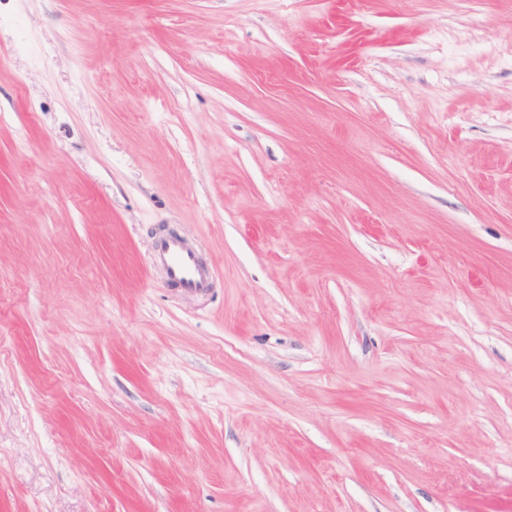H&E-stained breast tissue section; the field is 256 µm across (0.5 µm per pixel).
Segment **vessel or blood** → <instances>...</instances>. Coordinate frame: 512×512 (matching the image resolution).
I'll list each match as a JSON object with an SVG mask.
<instances>
[{
  "label": "vessel or blood",
  "mask_w": 512,
  "mask_h": 512,
  "mask_svg": "<svg viewBox=\"0 0 512 512\" xmlns=\"http://www.w3.org/2000/svg\"><path fill=\"white\" fill-rule=\"evenodd\" d=\"M153 261L162 266L171 282L189 293L210 285V272L196 253L172 233L159 235L155 241Z\"/></svg>",
  "instance_id": "vessel-or-blood-1"
}]
</instances>
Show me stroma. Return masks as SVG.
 Returning a JSON list of instances; mask_svg holds the SVG:
<instances>
[{
    "instance_id": "obj_1",
    "label": "stroma",
    "mask_w": 512,
    "mask_h": 512,
    "mask_svg": "<svg viewBox=\"0 0 512 512\" xmlns=\"http://www.w3.org/2000/svg\"><path fill=\"white\" fill-rule=\"evenodd\" d=\"M0 512H512V0H0ZM153 261L162 266L168 279L188 293L210 288V272L196 253L188 249L182 239L165 233L157 237L153 250Z\"/></svg>"
}]
</instances>
